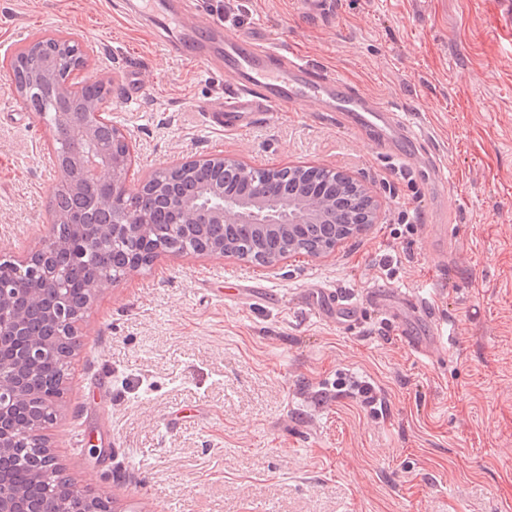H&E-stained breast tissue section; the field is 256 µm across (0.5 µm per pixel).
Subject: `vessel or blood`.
Listing matches in <instances>:
<instances>
[{"instance_id":"vessel-or-blood-1","label":"vessel or blood","mask_w":512,"mask_h":512,"mask_svg":"<svg viewBox=\"0 0 512 512\" xmlns=\"http://www.w3.org/2000/svg\"><path fill=\"white\" fill-rule=\"evenodd\" d=\"M138 13L159 30H179V53L198 63H207L214 48H222L224 68L234 78L233 91L222 107L225 128H247V113L280 110L308 99L323 103L327 111L356 131L373 133L384 150L400 151L404 158H411L422 138L406 114L352 91L336 75L315 71L303 59L251 37L228 33L208 18L184 22L180 0H139ZM404 341L411 351L423 356L435 355L444 346L439 336L422 339L408 335Z\"/></svg>"}]
</instances>
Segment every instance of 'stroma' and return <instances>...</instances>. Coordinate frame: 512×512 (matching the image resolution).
I'll use <instances>...</instances> for the list:
<instances>
[{
    "mask_svg": "<svg viewBox=\"0 0 512 512\" xmlns=\"http://www.w3.org/2000/svg\"><path fill=\"white\" fill-rule=\"evenodd\" d=\"M237 33L334 73L410 116L438 186L313 102L217 127L227 86L125 17L130 0H0V259L49 236L50 131L5 64L47 30L95 55L110 117L134 146L130 188L216 152L252 167H334L377 218L316 260L158 257L101 289L53 424L69 482L113 512H512V0H184ZM447 199L453 222L435 245ZM350 294L336 324L319 295ZM426 293L418 357L375 293ZM107 449L93 456L90 446ZM406 346L416 354L423 356H433L444 347V341L441 336H430L428 339H420L418 336L405 335Z\"/></svg>",
    "mask_w": 512,
    "mask_h": 512,
    "instance_id": "1",
    "label": "stroma"
}]
</instances>
